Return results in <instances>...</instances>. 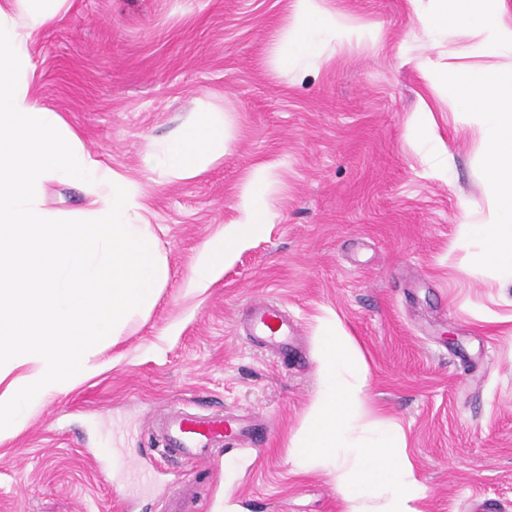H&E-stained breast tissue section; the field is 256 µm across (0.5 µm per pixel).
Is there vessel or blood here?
<instances>
[{
    "mask_svg": "<svg viewBox=\"0 0 512 512\" xmlns=\"http://www.w3.org/2000/svg\"><path fill=\"white\" fill-rule=\"evenodd\" d=\"M246 335L275 354L295 355V327L275 303L251 304L242 321ZM163 455L188 464L206 461L215 444L232 445L257 435L250 420L223 412L196 414L181 409L169 410L159 424Z\"/></svg>",
    "mask_w": 512,
    "mask_h": 512,
    "instance_id": "1",
    "label": "vessel or blood"
}]
</instances>
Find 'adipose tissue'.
<instances>
[{
	"label": "adipose tissue",
	"instance_id": "obj_1",
	"mask_svg": "<svg viewBox=\"0 0 512 512\" xmlns=\"http://www.w3.org/2000/svg\"><path fill=\"white\" fill-rule=\"evenodd\" d=\"M68 0H0V443L13 438L47 397L102 373L98 348L146 315L168 277L137 185L88 152L56 112L31 94V47L63 17ZM292 21L271 53L288 69L314 62L323 39L348 42L357 29L325 0H290ZM218 112H198L150 170L196 177L224 156ZM274 164L256 165L239 196V218L199 250L190 285L208 287L269 221L265 193ZM81 187L79 216L48 207L45 189Z\"/></svg>",
	"mask_w": 512,
	"mask_h": 512
}]
</instances>
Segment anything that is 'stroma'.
<instances>
[{"instance_id": "35a3bbf8", "label": "stroma", "mask_w": 512, "mask_h": 512, "mask_svg": "<svg viewBox=\"0 0 512 512\" xmlns=\"http://www.w3.org/2000/svg\"><path fill=\"white\" fill-rule=\"evenodd\" d=\"M289 0H68L31 48L32 93L85 149L139 185L168 278L147 316L105 341L106 372L47 398L0 444V512H158L194 468L154 451L173 406L244 415L261 438L216 451L196 512H341L333 472L301 474L288 439L319 387V318L336 313L369 368L367 398L403 430L419 512H512V285L453 244L492 199L471 116L436 70L494 68L461 28L428 33L430 0H328L361 38L276 70ZM428 103L448 147L429 175L407 120ZM229 149L198 177L143 160L198 105ZM277 165L270 224L207 288L198 250L236 220L257 164ZM284 307L303 361L244 335L247 306Z\"/></svg>"}]
</instances>
